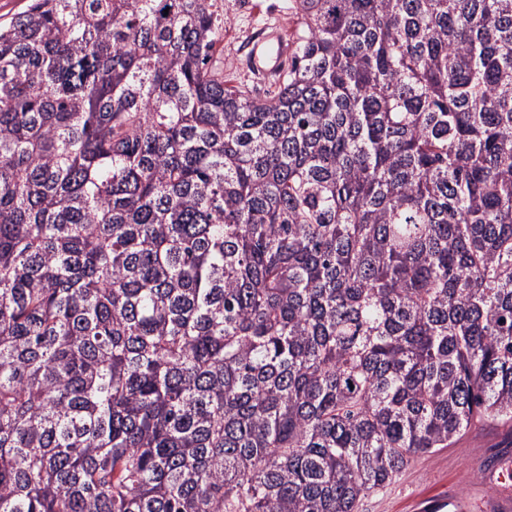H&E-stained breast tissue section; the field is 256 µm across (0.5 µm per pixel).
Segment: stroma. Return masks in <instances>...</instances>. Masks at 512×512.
Returning <instances> with one entry per match:
<instances>
[{
    "instance_id": "obj_1",
    "label": "stroma",
    "mask_w": 512,
    "mask_h": 512,
    "mask_svg": "<svg viewBox=\"0 0 512 512\" xmlns=\"http://www.w3.org/2000/svg\"><path fill=\"white\" fill-rule=\"evenodd\" d=\"M280 23L292 36V0H224V77L245 76V43L266 23ZM512 458V429L475 424L447 448L416 456L386 489L363 499L359 512H418L420 499L449 494L465 499L471 512H485L498 465Z\"/></svg>"
}]
</instances>
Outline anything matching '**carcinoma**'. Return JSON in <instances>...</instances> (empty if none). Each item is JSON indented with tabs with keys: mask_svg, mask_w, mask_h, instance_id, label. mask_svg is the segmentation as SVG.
Listing matches in <instances>:
<instances>
[{
	"mask_svg": "<svg viewBox=\"0 0 512 512\" xmlns=\"http://www.w3.org/2000/svg\"><path fill=\"white\" fill-rule=\"evenodd\" d=\"M0 27V512H358L512 426V0ZM292 0H224V80L247 76L245 71L246 39L260 28L267 34L248 42L249 71L254 81L267 84L282 71L289 48L285 37L291 38L295 23Z\"/></svg>",
	"mask_w": 512,
	"mask_h": 512,
	"instance_id": "obj_1",
	"label": "carcinoma"
}]
</instances>
